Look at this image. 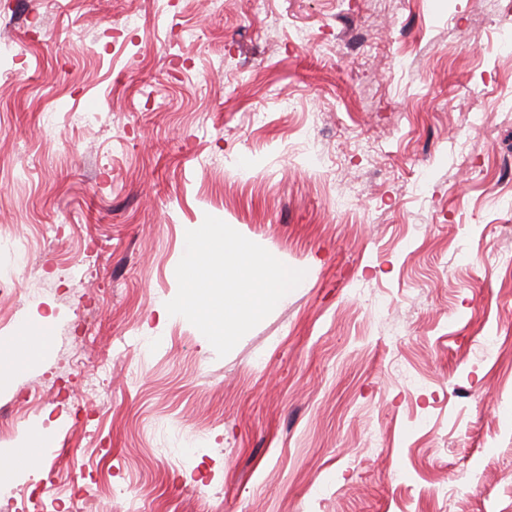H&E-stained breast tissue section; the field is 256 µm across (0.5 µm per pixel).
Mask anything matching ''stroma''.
<instances>
[{
  "mask_svg": "<svg viewBox=\"0 0 512 512\" xmlns=\"http://www.w3.org/2000/svg\"><path fill=\"white\" fill-rule=\"evenodd\" d=\"M0 60V230L32 244L0 249V343L47 338L0 373L6 484L47 512H512L498 0H0ZM208 214L306 272L222 358L160 314Z\"/></svg>",
  "mask_w": 512,
  "mask_h": 512,
  "instance_id": "obj_1",
  "label": "stroma"
}]
</instances>
